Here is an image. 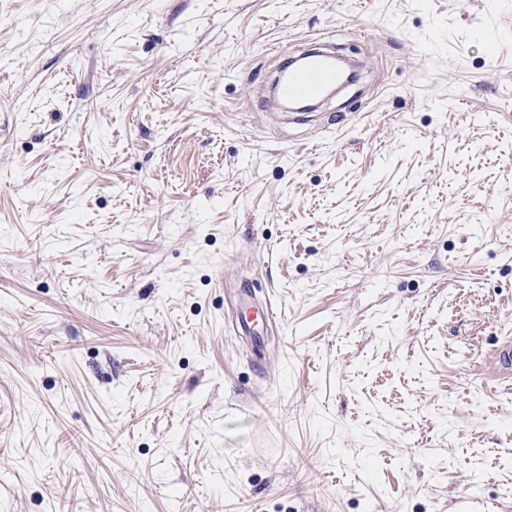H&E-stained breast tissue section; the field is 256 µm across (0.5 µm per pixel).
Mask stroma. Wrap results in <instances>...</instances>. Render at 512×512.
I'll use <instances>...</instances> for the list:
<instances>
[{"instance_id":"1","label":"stroma","mask_w":512,"mask_h":512,"mask_svg":"<svg viewBox=\"0 0 512 512\" xmlns=\"http://www.w3.org/2000/svg\"><path fill=\"white\" fill-rule=\"evenodd\" d=\"M507 341L512 0H0V512H512ZM303 64L278 74L273 88L276 97L289 104L306 105L319 100L323 94L342 83L344 73L336 66L335 57L316 51L300 57Z\"/></svg>"}]
</instances>
